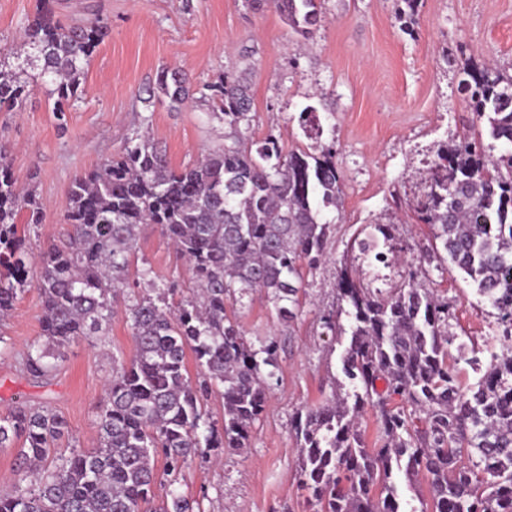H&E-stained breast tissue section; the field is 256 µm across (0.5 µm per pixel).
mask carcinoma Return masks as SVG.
I'll use <instances>...</instances> for the list:
<instances>
[{
  "instance_id": "1",
  "label": "carcinoma",
  "mask_w": 512,
  "mask_h": 512,
  "mask_svg": "<svg viewBox=\"0 0 512 512\" xmlns=\"http://www.w3.org/2000/svg\"><path fill=\"white\" fill-rule=\"evenodd\" d=\"M38 2L24 22V49L0 48V112L16 111L38 84L50 86L53 111H68L81 98L85 66L108 36L98 17L64 23L52 0ZM268 5L299 35L321 25V0H249L255 11ZM461 76L489 138L512 146V75L466 64ZM147 92L148 104L212 102L224 145L173 170L157 143L128 138L116 157L72 180L66 228L37 252L18 234L17 216L41 223L40 204L0 160V320L36 289L41 334L20 356L32 380L49 383L75 339L112 325L140 225L161 230L194 282L193 297L174 308L171 286L157 283L149 267L139 271L150 293L126 307L134 353L112 361L94 450L48 466L64 421L46 406L19 405L0 416V448L21 445L18 483L0 493V512H193L174 488L182 471L215 448L247 447L278 382V341H249L228 309L262 294L279 322L293 321L304 270L326 257L343 198L331 149L288 151L274 137L250 139V85L234 73L196 98L184 71L163 66ZM482 136L438 151L414 213L430 227L434 257L450 260L498 309L506 349L466 393L448 363V302L418 281L422 269L410 270L408 283L387 296L342 269L339 310L353 321L343 374L354 390L297 412L292 423L299 481L316 512H400L395 469L410 481L427 478L431 512H512V152L487 155ZM189 353L199 369L195 380ZM219 386L220 425L204 409ZM393 395L412 411L388 407ZM373 399L378 448L365 446L356 425ZM417 411L420 427L412 420ZM158 456L171 489L152 511Z\"/></svg>"
}]
</instances>
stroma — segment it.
Instances as JSON below:
<instances>
[{
    "instance_id": "obj_1",
    "label": "stroma",
    "mask_w": 512,
    "mask_h": 512,
    "mask_svg": "<svg viewBox=\"0 0 512 512\" xmlns=\"http://www.w3.org/2000/svg\"><path fill=\"white\" fill-rule=\"evenodd\" d=\"M35 10L36 0H0V47L22 44L23 23ZM322 11L321 26L305 39L273 7L254 11L245 0H56L64 22L96 15L110 26L86 66L82 97L59 114L40 89L23 111L0 112V158L42 205L41 223L19 224L18 232L40 249L64 229L73 178L119 153L134 130L148 132L176 170L223 144L224 128L208 106L142 103L139 93L158 68H180L196 86L243 75L253 99L252 138L271 135L288 150L307 146L298 115L317 108L322 143L335 151L344 177L342 217L327 262L305 277L302 312L291 326L279 324L262 297L236 312L248 340H281L279 381L247 448L215 450L214 461L185 470L177 490L202 512H313L299 486L291 420L345 380L349 338L323 335L319 324L336 302L341 266L351 265L364 287L385 292L422 266L425 286L448 302L450 334L471 349L461 356L448 348L462 387L477 383L491 361L490 340L502 333L498 310L463 273L446 261L420 262L430 229L417 223L410 204L438 146L485 127L457 71L467 59L512 69V0H417L413 14L405 0H322ZM378 224L391 225V240L374 239L372 250L360 251ZM144 267L176 282L179 296L190 295L186 266L152 224L139 229L128 279ZM39 315L32 289L0 323L13 343L0 357V414L21 402L49 406L67 423L60 450L92 449L111 359L134 351L130 330L119 314L105 334L75 341L46 386L23 374L18 357L39 336Z\"/></svg>"
}]
</instances>
